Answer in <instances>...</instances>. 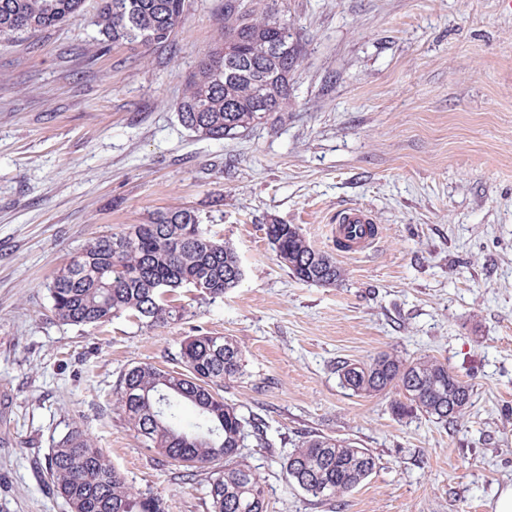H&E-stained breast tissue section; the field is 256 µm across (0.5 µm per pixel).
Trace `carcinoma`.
Masks as SVG:
<instances>
[{"label":"carcinoma","mask_w":512,"mask_h":512,"mask_svg":"<svg viewBox=\"0 0 512 512\" xmlns=\"http://www.w3.org/2000/svg\"><path fill=\"white\" fill-rule=\"evenodd\" d=\"M84 0H0V38L40 32L78 13ZM257 10L224 2V45L205 52L185 80L177 104L180 123L209 139L234 137L269 112L288 107V75L303 45L280 0ZM185 0H100L95 45H161L176 33ZM277 259L298 280L332 286L343 270L314 248L294 224H266ZM236 248L216 239L187 209L158 211L148 223L90 242L49 287L62 322L100 326L127 314L152 323L176 321L181 290L212 298L243 280ZM243 353L230 336L203 333L181 344L180 367L132 366L121 377L116 402L141 442L190 476H204L209 512H266L260 476L244 461L249 446L272 448L266 423L224 400V387L243 375ZM342 384L360 395L396 390L402 417L421 411L439 422L461 418L469 386L448 365L424 356L407 361L382 353L366 363L337 366ZM194 420H185V409ZM289 486L332 500L365 481L375 458L345 439L311 435L280 461ZM45 480L70 512H165L162 497L137 493L77 423L52 440Z\"/></svg>","instance_id":"carcinoma-1"}]
</instances>
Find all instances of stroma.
Listing matches in <instances>:
<instances>
[{"instance_id": "35a3bbf8", "label": "stroma", "mask_w": 512, "mask_h": 512, "mask_svg": "<svg viewBox=\"0 0 512 512\" xmlns=\"http://www.w3.org/2000/svg\"><path fill=\"white\" fill-rule=\"evenodd\" d=\"M305 41L286 111L231 139L196 136L175 107L222 26L224 0H186L161 47L95 58L97 0L0 43V512H67L43 470L81 425L167 512H207L200 484L141 443L116 402L133 365L175 366L187 337H233L244 377L224 390L268 423L246 460L267 512H491L512 483V7L506 0H284ZM362 205L382 227L363 256L326 228ZM167 209L230 240L244 278L181 298L182 319L59 321L49 286L93 237ZM297 225L342 282L297 280L263 227ZM447 363L470 388L463 418L391 410L353 393L339 362L381 353ZM355 442L374 473L332 502L286 485L306 436Z\"/></svg>"}]
</instances>
